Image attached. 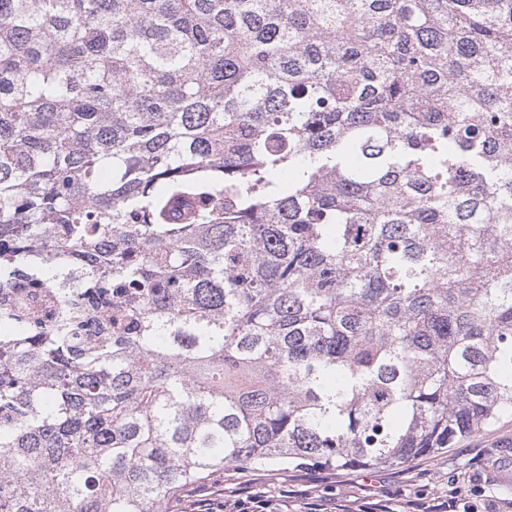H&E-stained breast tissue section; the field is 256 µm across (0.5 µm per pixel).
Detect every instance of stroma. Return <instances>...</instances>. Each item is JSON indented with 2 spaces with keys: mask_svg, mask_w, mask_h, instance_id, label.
<instances>
[{
  "mask_svg": "<svg viewBox=\"0 0 512 512\" xmlns=\"http://www.w3.org/2000/svg\"><path fill=\"white\" fill-rule=\"evenodd\" d=\"M248 492L302 512L306 501L327 500L329 512H449L454 488L481 512L487 496L496 512H512V422L468 438L434 457L379 469L269 466L227 469L186 490V499L216 487Z\"/></svg>",
  "mask_w": 512,
  "mask_h": 512,
  "instance_id": "1",
  "label": "stroma"
}]
</instances>
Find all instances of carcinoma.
Masks as SVG:
<instances>
[{
	"label": "carcinoma",
	"instance_id": "carcinoma-1",
	"mask_svg": "<svg viewBox=\"0 0 512 512\" xmlns=\"http://www.w3.org/2000/svg\"><path fill=\"white\" fill-rule=\"evenodd\" d=\"M0 512H160L512 421V0H0Z\"/></svg>",
	"mask_w": 512,
	"mask_h": 512
}]
</instances>
